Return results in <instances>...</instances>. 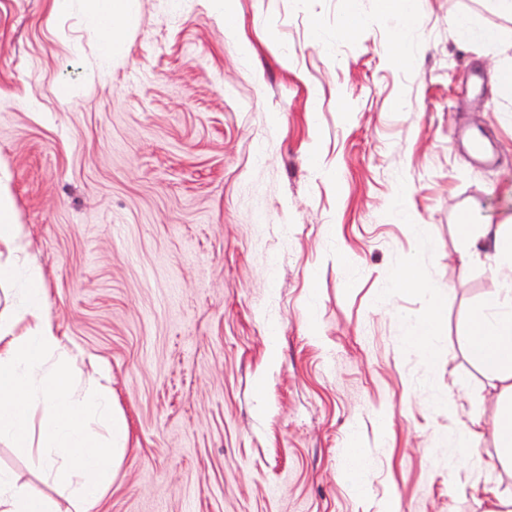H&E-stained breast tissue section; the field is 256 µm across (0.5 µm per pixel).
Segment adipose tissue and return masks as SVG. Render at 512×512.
Returning <instances> with one entry per match:
<instances>
[{
	"instance_id": "adipose-tissue-1",
	"label": "adipose tissue",
	"mask_w": 512,
	"mask_h": 512,
	"mask_svg": "<svg viewBox=\"0 0 512 512\" xmlns=\"http://www.w3.org/2000/svg\"><path fill=\"white\" fill-rule=\"evenodd\" d=\"M101 34L100 52L111 59L129 26L128 0H87ZM467 256L492 250L500 267L512 271V225L482 230L461 224ZM27 235L17 223L7 187L0 185V282L14 280L27 261ZM39 275L0 311V441L43 470L61 500L38 494L0 469V512H88L109 490L126 437V423L112 408L111 375L93 365L84 384L70 371L75 349L58 335L46 308ZM463 341L486 369L503 400L495 424L496 448L512 467V289L503 288L474 311Z\"/></svg>"
}]
</instances>
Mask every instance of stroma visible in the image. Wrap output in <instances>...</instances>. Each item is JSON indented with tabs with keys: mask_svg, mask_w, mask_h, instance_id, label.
I'll return each mask as SVG.
<instances>
[{
	"mask_svg": "<svg viewBox=\"0 0 512 512\" xmlns=\"http://www.w3.org/2000/svg\"><path fill=\"white\" fill-rule=\"evenodd\" d=\"M129 10L108 65L85 0H0V172L79 376L110 371L127 425L91 512H502L500 399L459 341L500 275L461 262L456 226L512 222L494 81L512 15L237 0L229 28L211 0ZM461 18L497 41L459 42ZM408 268L435 294L396 288ZM435 305L429 361L408 338ZM472 416L465 457L450 442ZM350 463L343 475L351 490L359 492L363 488V474L360 466L361 448H349Z\"/></svg>",
	"mask_w": 512,
	"mask_h": 512,
	"instance_id": "1",
	"label": "stroma"
}]
</instances>
